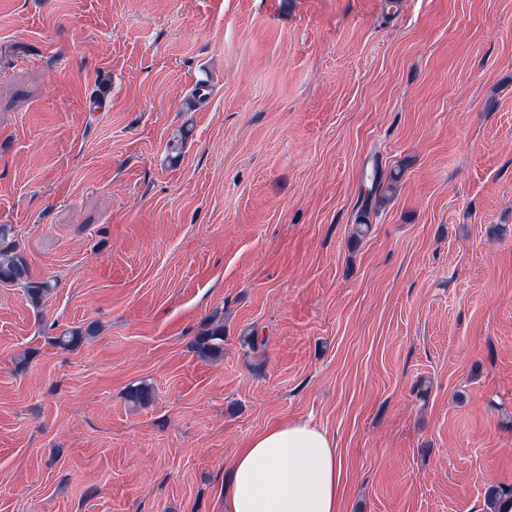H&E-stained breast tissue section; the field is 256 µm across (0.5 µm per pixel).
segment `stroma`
Returning <instances> with one entry per match:
<instances>
[{
    "mask_svg": "<svg viewBox=\"0 0 512 512\" xmlns=\"http://www.w3.org/2000/svg\"><path fill=\"white\" fill-rule=\"evenodd\" d=\"M0 226V512H224L297 419L345 512L512 488V0H0ZM0 282L17 284L25 288L30 304L41 306L43 298L50 291L44 281L34 280L27 259L18 252L0 250ZM220 342H224V325L221 323L197 337L196 349L207 355H215L223 349Z\"/></svg>",
    "mask_w": 512,
    "mask_h": 512,
    "instance_id": "35a3bbf8",
    "label": "stroma"
}]
</instances>
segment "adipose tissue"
Listing matches in <instances>:
<instances>
[{"mask_svg":"<svg viewBox=\"0 0 512 512\" xmlns=\"http://www.w3.org/2000/svg\"><path fill=\"white\" fill-rule=\"evenodd\" d=\"M226 512H343V467L326 431L307 421L272 425L224 470Z\"/></svg>","mask_w":512,"mask_h":512,"instance_id":"1","label":"adipose tissue"}]
</instances>
